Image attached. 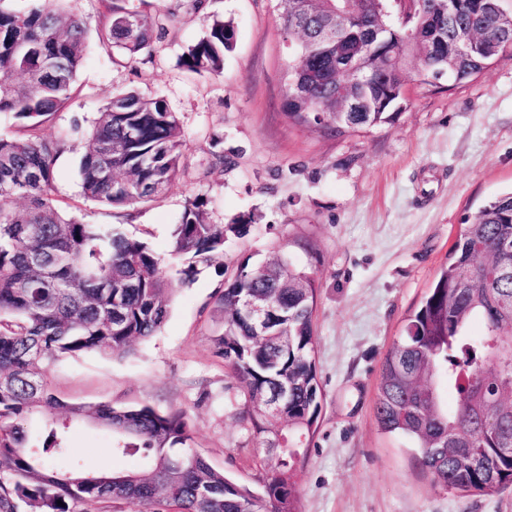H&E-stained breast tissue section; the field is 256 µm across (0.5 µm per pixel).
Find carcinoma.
Wrapping results in <instances>:
<instances>
[{
	"instance_id": "obj_1",
	"label": "carcinoma",
	"mask_w": 512,
	"mask_h": 512,
	"mask_svg": "<svg viewBox=\"0 0 512 512\" xmlns=\"http://www.w3.org/2000/svg\"><path fill=\"white\" fill-rule=\"evenodd\" d=\"M17 9L0 0V112L25 124L21 136H0V512H81L87 501L131 500L144 512H301V449L321 416L313 314L319 278L274 252L241 263L224 285L222 327L214 342L247 401L241 419L254 438L282 436L277 463L256 495L211 466L192 448L183 416L150 406L69 405L51 391L47 369L89 352L124 357L163 326L178 287L224 249V225L209 223L199 198L187 201L172 234L179 279L166 277L146 242L68 215L55 196V163L82 134L83 195L113 208L153 201L180 167L183 131L176 113L135 90L112 97L90 129L54 138L39 127L73 96L85 51V26L64 0H29ZM112 43L130 64L152 52L157 23L128 0H104ZM288 51L284 95L296 93L286 115L327 136L395 121L403 89L424 66L450 69L451 86L473 81L492 61L512 54V14L499 0H457L445 14L433 0H397L396 24L385 32L392 64L367 65L364 104L336 111V85L352 80L348 62L372 32L355 25L338 38L329 0H276ZM387 0H352L350 13L369 16ZM480 27L468 52L456 31ZM230 21L212 20L179 65L219 76L233 50ZM249 295L271 305L273 323L256 329L239 308ZM481 324L478 336L470 334ZM455 392V405L441 385ZM288 387L274 413L262 402ZM36 413L52 415L39 436L26 430ZM380 430L415 447L437 486L461 496L512 485V191L480 207L463 225L446 261L404 333L384 357L375 402ZM65 420H89L112 431V455L135 457L136 470L87 473L70 463ZM62 504H57V501Z\"/></svg>"
}]
</instances>
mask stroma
<instances>
[{
    "label": "stroma",
    "instance_id": "stroma-1",
    "mask_svg": "<svg viewBox=\"0 0 512 512\" xmlns=\"http://www.w3.org/2000/svg\"><path fill=\"white\" fill-rule=\"evenodd\" d=\"M72 7L86 29L78 92L41 135L88 126L114 92L134 88L177 113L184 142L176 179L148 204L126 213L84 199L77 147L55 164L57 199L86 223L146 240L170 278L172 230L189 199H203L211 223L248 226L227 233L223 252L179 287L155 336L127 357L94 352L57 362L47 373L53 393L69 404L184 414L192 447L258 487L268 452L240 420L245 397L216 353V300L243 261L278 250L321 281L313 323L322 413L299 481L302 512H512V486L463 498L436 486L410 441L383 434L375 416L382 361L462 224L512 189V56L468 85L413 83L394 123L328 137L285 114L287 55L272 0H205L197 13L187 0H146L147 13L174 11L179 21L137 66L107 37L102 0ZM216 17L236 29L223 75L180 68V55ZM67 439L85 470L134 465L113 457L111 433L91 423L72 422Z\"/></svg>",
    "mask_w": 512,
    "mask_h": 512
}]
</instances>
